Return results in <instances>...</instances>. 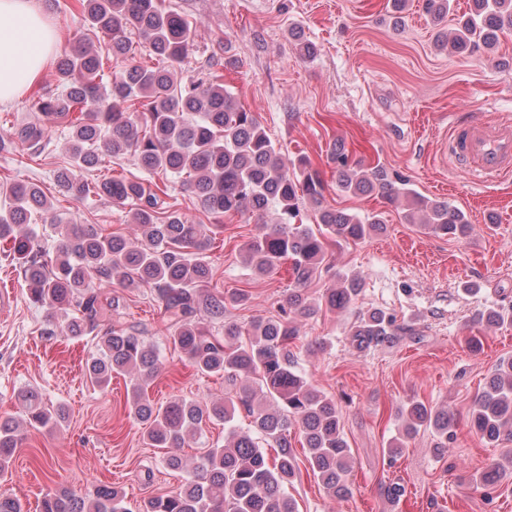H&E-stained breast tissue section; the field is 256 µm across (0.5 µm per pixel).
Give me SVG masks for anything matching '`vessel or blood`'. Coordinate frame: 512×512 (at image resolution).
Listing matches in <instances>:
<instances>
[{
	"instance_id": "b4317fda",
	"label": "vessel or blood",
	"mask_w": 512,
	"mask_h": 512,
	"mask_svg": "<svg viewBox=\"0 0 512 512\" xmlns=\"http://www.w3.org/2000/svg\"><path fill=\"white\" fill-rule=\"evenodd\" d=\"M448 154L455 167L477 182L512 175V120L472 114L454 122Z\"/></svg>"
}]
</instances>
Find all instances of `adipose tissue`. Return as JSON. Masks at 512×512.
<instances>
[{"label": "adipose tissue", "instance_id": "obj_1", "mask_svg": "<svg viewBox=\"0 0 512 512\" xmlns=\"http://www.w3.org/2000/svg\"><path fill=\"white\" fill-rule=\"evenodd\" d=\"M55 47V32L34 0H0V105L41 78Z\"/></svg>", "mask_w": 512, "mask_h": 512}]
</instances>
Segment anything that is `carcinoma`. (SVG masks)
I'll return each instance as SVG.
<instances>
[{"mask_svg":"<svg viewBox=\"0 0 512 512\" xmlns=\"http://www.w3.org/2000/svg\"><path fill=\"white\" fill-rule=\"evenodd\" d=\"M88 24L108 39L109 53L124 62L112 88L102 84L101 59L88 44L75 46L56 61L63 90L38 103L34 122L13 124L14 136L37 151L49 131L60 123L70 129L68 150L75 166L108 168L110 159L132 157L152 175L181 180L215 224H193L170 211L161 200L165 190H150L125 177L78 181L67 169L57 174L62 190L82 199L105 197L115 207H130L140 240L105 234L91 224H74L53 213V206L35 183L0 185L5 207L0 209V239H15L23 255L21 272L33 303L50 314H71L60 333L86 336L112 323L120 297L104 289L116 279L126 287L152 290L168 325V344L194 370L205 376L252 381L236 396L221 401L174 398L164 405L151 400L148 389L161 367L160 352L145 331L111 327L99 337L87 358L90 382L107 387L112 378H129L127 402L133 418L145 424L144 439L152 448H180L186 439L211 423L224 424L225 444L207 449L194 465V476L178 490L145 498L131 510L123 493L101 486L79 497L49 490L40 512H297L287 486L296 475L297 458L291 430L298 428L306 460L326 493L350 494L351 448L341 427L336 401L316 389L297 369L291 344L298 337L296 318H311L322 308L346 311L355 302L362 280L336 274L334 284L318 299L307 290L326 264L329 242L357 243L384 229L376 214L360 217L325 204V181L311 162L300 157L287 167L277 147L253 113L240 107L224 82L212 72L183 77L182 65L192 27L164 0H80ZM428 16H448L449 0H423ZM512 32V0H471L470 11L457 19L451 32L438 30L436 48L459 54L492 51L500 35ZM146 49L150 62L135 59L133 44ZM336 185L341 192L361 196L378 192L387 202L408 201L405 220L429 232L464 239L473 232L465 213L446 201L430 199L380 166L365 167L349 159L345 149L333 156ZM309 204L320 234L296 223L301 206ZM275 218L245 245L247 263L265 275L290 264L293 284L277 317L241 326L224 321V298L205 295L201 286L213 276L202 258L228 214ZM51 216L58 236L56 255L48 260L26 229L32 213ZM205 312L223 322L224 335L207 333L197 321ZM412 330L395 326L392 316L370 311L352 327L351 343L358 349L393 342ZM29 426L53 430L64 421L63 406H49L39 393H19ZM250 418L249 428L232 425L239 410ZM403 430L390 443V458L398 456L420 429L435 438L441 456L456 441L448 411L411 401L397 410ZM471 425L489 444L512 441V357L499 361L470 408ZM21 440L19 424L0 421V472ZM512 479V448L504 449L494 467L480 476L493 486Z\"/></svg>","mask_w":512,"mask_h":512,"instance_id":"1","label":"carcinoma"}]
</instances>
